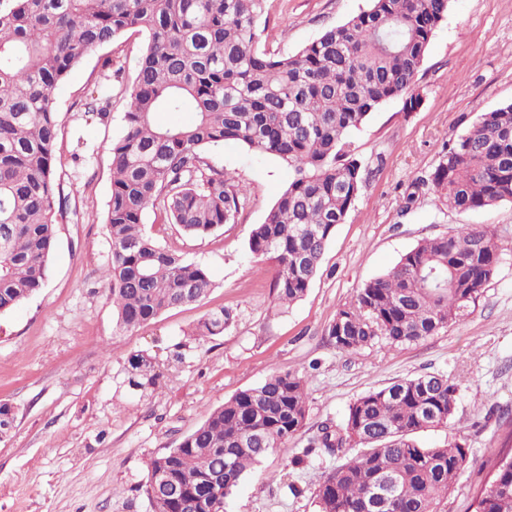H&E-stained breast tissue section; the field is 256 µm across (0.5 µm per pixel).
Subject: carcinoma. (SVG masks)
Returning a JSON list of instances; mask_svg holds the SVG:
<instances>
[{"label": "carcinoma", "instance_id": "cac0c4a2", "mask_svg": "<svg viewBox=\"0 0 512 512\" xmlns=\"http://www.w3.org/2000/svg\"><path fill=\"white\" fill-rule=\"evenodd\" d=\"M265 0H0V314L44 287L57 240L56 215L69 206L58 157L59 111L53 91L94 50L128 32L146 47L112 141L105 224L111 257L103 272L120 333L166 310L202 301L213 288L205 266L161 246L145 231L158 210L183 234L203 238L235 222L246 188L212 164L205 150L240 144L288 166L292 178L260 224L248 250L273 270L276 300L302 299L316 278L336 226L365 183L351 139L371 112L411 93L431 38L450 0H368L366 8L325 30L293 54L261 46ZM95 87L84 111L101 117ZM187 109L188 124L164 112ZM450 211L512 202V103L485 110L446 146L427 177L415 180L403 211L421 187ZM501 245L489 227L466 225L426 239L386 272L367 280L326 328L339 353L381 340L406 345L459 322L493 278ZM226 308L200 325L224 333ZM129 391L159 384L145 351L124 365ZM307 380L274 372L215 408L175 448L153 457L144 483L152 512H225L248 468L303 426ZM458 385L443 373L394 381L348 406L341 424L325 425L319 447L340 463L325 472L318 512H440L471 463L466 440L451 433L440 446L419 436L455 426ZM16 424L0 400V438ZM481 468L474 512H512V425L503 451ZM396 481L392 500L374 489Z\"/></svg>", "mask_w": 512, "mask_h": 512}]
</instances>
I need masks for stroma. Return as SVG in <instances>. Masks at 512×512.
I'll use <instances>...</instances> for the list:
<instances>
[{
	"instance_id": "obj_1",
	"label": "stroma",
	"mask_w": 512,
	"mask_h": 512,
	"mask_svg": "<svg viewBox=\"0 0 512 512\" xmlns=\"http://www.w3.org/2000/svg\"><path fill=\"white\" fill-rule=\"evenodd\" d=\"M365 5L266 0L263 43L295 52ZM143 44L135 33L99 48L53 92L59 152L74 193L57 220L45 288L0 315V400L17 416L16 429L0 439V512H151L141 490L150 458L177 447L224 400L275 371L305 376L306 420L243 475L227 512H317L313 491L336 464L313 451L322 426L341 423L349 404L370 390L434 372L459 385L455 431L475 460L441 512H472L487 477L478 463L498 454L501 417L512 414V203L458 214L425 189L412 211L402 207L411 183L431 172L443 146L478 112L512 102V0H451L415 78L419 106L390 100L354 133L355 153L370 175L302 300L278 305L270 265L248 251L253 225L262 223L292 172L227 143L208 155L248 189L234 223L201 239L184 236L159 213L144 216L159 244L206 266L210 295L121 334L102 281L110 259L109 148L124 131ZM107 83L112 98L103 121L82 102ZM463 224L489 226L502 246L475 311L415 344L336 352L325 330L358 288L421 240ZM222 307L232 311L233 324L224 334L200 335L205 316ZM139 350L156 357L163 373L160 387L142 395L122 384L125 360ZM177 351L182 360L174 359Z\"/></svg>"
}]
</instances>
